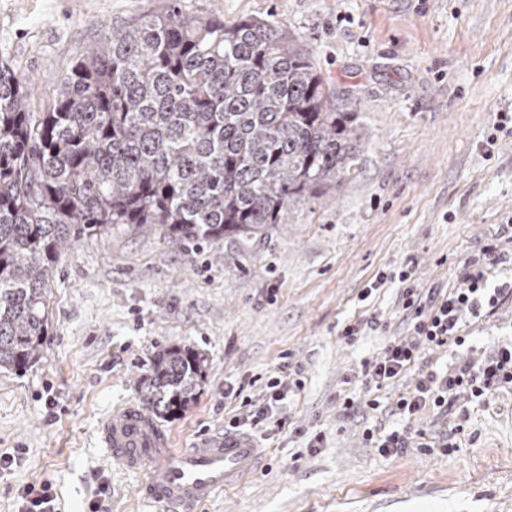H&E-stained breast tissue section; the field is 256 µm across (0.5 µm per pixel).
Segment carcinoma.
I'll use <instances>...</instances> for the list:
<instances>
[{
	"label": "carcinoma",
	"mask_w": 512,
	"mask_h": 512,
	"mask_svg": "<svg viewBox=\"0 0 512 512\" xmlns=\"http://www.w3.org/2000/svg\"><path fill=\"white\" fill-rule=\"evenodd\" d=\"M274 20L226 26L169 11L77 59L45 112L0 65V368L38 359L62 251L116 224L191 242L285 224L289 203L341 182L354 119ZM203 360L159 350L143 401L182 412Z\"/></svg>",
	"instance_id": "carcinoma-1"
}]
</instances>
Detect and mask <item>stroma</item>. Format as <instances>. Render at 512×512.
<instances>
[{"mask_svg": "<svg viewBox=\"0 0 512 512\" xmlns=\"http://www.w3.org/2000/svg\"><path fill=\"white\" fill-rule=\"evenodd\" d=\"M171 0H0V64L35 82L45 111L59 79L108 31L165 14ZM180 9L231 25L276 17L353 105L359 137L340 185L294 200L288 221L201 247L119 224L61 253L39 359L0 369V512L17 493L51 482L61 512H89L108 483L109 512H161L136 493L138 477L110 469L98 428L139 398L156 352L205 357L189 407L159 424L179 448L242 417L269 379L298 374L283 427L258 436V473L200 512H512V389L467 410L445 453L447 418H413L394 403L421 367L474 358L512 332V297L468 322V343L426 351L381 388L360 372L408 335L403 289L457 287L464 261L486 244L512 250V137L483 145L512 111V0H180ZM410 267L409 284L378 275ZM358 325L355 342L343 330ZM234 395H227V388ZM358 400L342 409L344 397ZM380 402L379 409L366 405ZM399 429L410 446L380 455L363 437ZM317 448H310L314 436Z\"/></svg>", "mask_w": 512, "mask_h": 512, "instance_id": "stroma-1", "label": "stroma"}]
</instances>
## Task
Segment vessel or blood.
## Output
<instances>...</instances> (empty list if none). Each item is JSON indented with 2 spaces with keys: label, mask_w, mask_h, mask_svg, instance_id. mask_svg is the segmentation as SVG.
I'll return each mask as SVG.
<instances>
[{
  "label": "vessel or blood",
  "mask_w": 512,
  "mask_h": 512,
  "mask_svg": "<svg viewBox=\"0 0 512 512\" xmlns=\"http://www.w3.org/2000/svg\"><path fill=\"white\" fill-rule=\"evenodd\" d=\"M99 441L111 464L137 474V493L163 512H196L225 489L252 477L262 451L246 433L211 434L190 447L174 439L145 409L125 404L102 422Z\"/></svg>",
  "instance_id": "obj_1"
}]
</instances>
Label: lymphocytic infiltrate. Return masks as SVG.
<instances>
[{"label": "lymphocytic infiltrate", "instance_id": "1", "mask_svg": "<svg viewBox=\"0 0 512 512\" xmlns=\"http://www.w3.org/2000/svg\"><path fill=\"white\" fill-rule=\"evenodd\" d=\"M500 264L512 265V254L494 245L485 246L467 259L466 274L457 288L445 294L434 290L425 296L409 287L410 271H400L398 278L406 285L403 297L411 315V336L390 341L381 357L367 367L365 378L378 385L390 382L420 360L423 349L463 345L462 330L468 320L493 315L501 301L512 297V280L494 286L488 282L493 267ZM511 387L512 341L492 345L482 357L443 372L421 371L409 393L397 399L395 410L412 416L437 408L450 415L461 397L482 401Z\"/></svg>", "mask_w": 512, "mask_h": 512}]
</instances>
